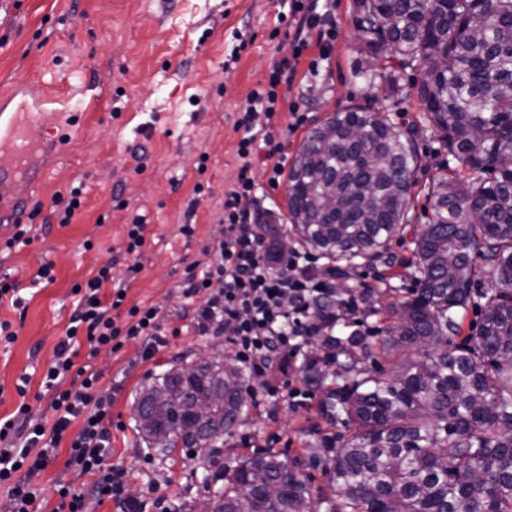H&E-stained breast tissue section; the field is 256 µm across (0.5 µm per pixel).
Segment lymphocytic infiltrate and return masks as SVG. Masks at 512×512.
I'll use <instances>...</instances> for the list:
<instances>
[{
	"instance_id": "1",
	"label": "lymphocytic infiltrate",
	"mask_w": 512,
	"mask_h": 512,
	"mask_svg": "<svg viewBox=\"0 0 512 512\" xmlns=\"http://www.w3.org/2000/svg\"><path fill=\"white\" fill-rule=\"evenodd\" d=\"M283 77L276 68L268 77L267 88L253 91L248 106L236 125L244 135L238 144L240 160L235 183L224 190L221 222L224 237L217 247L206 250L199 272L189 273L181 287L190 301V322L201 336H220L235 361L248 377L252 405L275 414L281 399L300 397V389H281L272 379L282 356L301 353L315 338L327 335L336 321L335 309L315 310L317 299H335L334 283L321 280L315 269L297 249H284L268 222L269 210L257 198L250 177L257 155L272 159L273 174H280L279 158L285 144L279 141L271 119L279 105L277 88ZM251 198L252 212L240 208L243 198ZM140 265L127 266V278L135 277ZM126 278V280H127ZM126 280L114 281L111 264L100 266L81 289V297L69 318L55 358L47 368L41 385L51 392V421H35L28 404H20L16 413L0 420V486L8 488L9 512H35L38 493L31 478L43 470L54 446L62 440L72 423L81 429L69 445L71 466L80 475L93 476L90 492L74 485L59 489L66 512H90V497H108L126 502L124 474L106 466L111 455V434L104 426L110 403L98 393L100 374L90 365L76 366L78 339L86 337L91 348L119 339H133L154 352L164 343L163 320L155 306L125 307ZM218 289H211V282ZM110 295H102L103 286ZM205 295L203 304L193 299ZM126 308L125 322L113 312ZM81 379L78 388H70V373Z\"/></svg>"
}]
</instances>
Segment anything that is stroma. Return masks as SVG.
<instances>
[{
  "mask_svg": "<svg viewBox=\"0 0 512 512\" xmlns=\"http://www.w3.org/2000/svg\"><path fill=\"white\" fill-rule=\"evenodd\" d=\"M291 0H0V95L31 85L65 99L68 110L43 107L45 127L66 129L64 144L41 142L25 179L0 184V196L15 199L0 222L33 221L28 244L0 251V277L8 276L25 300L24 311L0 303V320L16 333L0 344V418L27 403L35 420L51 416L41 381L77 304L75 285L85 284L103 264L114 278L127 265L142 270L128 287L127 305L157 306L164 314L165 344L151 357L126 341L120 350L100 347L93 363L98 390L112 400L104 420L112 433L109 466L122 469L136 502L164 498L170 512H193L205 497L210 471L206 455L184 448L157 454L136 426L140 389L174 366L196 361L200 352L225 354L220 336H200L183 314L181 285L204 247L224 236L220 222L224 190L235 180V122L252 90L271 70L295 62L296 74L272 123L296 157L309 131L351 105L388 110L397 128L416 124L421 156L410 210L413 228L431 214L427 187L452 158L428 127L413 88L418 72L396 71L398 96L384 99L381 82L356 77L366 59L353 15V0H322L336 34L328 59L317 43L294 56L296 23ZM305 116L296 124L293 115ZM273 163L257 158L252 169L257 195L271 220L288 225L286 177H273ZM79 189L81 206L59 224L55 196ZM143 216L146 245L139 256L125 252L126 226ZM190 224L192 236L180 234ZM411 232L393 239L398 260L411 256ZM52 263L54 280L33 285L37 270ZM28 377L26 395L16 385ZM320 391L291 405L279 401L276 418L241 408L222 456L232 468L246 456L268 450L307 458L314 428L326 427ZM71 434H64L47 467L36 474L37 512H59V485L89 489L91 477L69 466Z\"/></svg>",
  "mask_w": 512,
  "mask_h": 512,
  "instance_id": "obj_1",
  "label": "stroma"
}]
</instances>
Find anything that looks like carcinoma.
<instances>
[{"label": "carcinoma", "instance_id": "cac0c4a2", "mask_svg": "<svg viewBox=\"0 0 512 512\" xmlns=\"http://www.w3.org/2000/svg\"><path fill=\"white\" fill-rule=\"evenodd\" d=\"M354 21L372 76L378 55L427 70L417 96L442 147L458 166L432 180V215L412 240L416 288L378 304L370 288L342 292L386 324L374 339L360 330L319 337L330 372L311 358L308 385L336 387L320 402L329 424L349 437L318 432L309 455L329 457V482L315 491L301 462L266 452L225 472L220 444L207 447L223 482L220 512H512V0H353ZM364 137L353 142L348 129ZM416 130H396L371 106H353L313 129L288 171L291 230L306 249L333 262L343 279L365 263H396L390 242L410 222L420 157ZM480 310L477 331L462 335L461 311ZM411 349L388 367H364ZM244 375L216 362L190 378L172 369L144 387L136 417L147 447L164 454L197 445L184 406L224 391L214 424L228 434L241 406ZM257 473L280 482L268 498Z\"/></svg>", "mask_w": 512, "mask_h": 512}]
</instances>
